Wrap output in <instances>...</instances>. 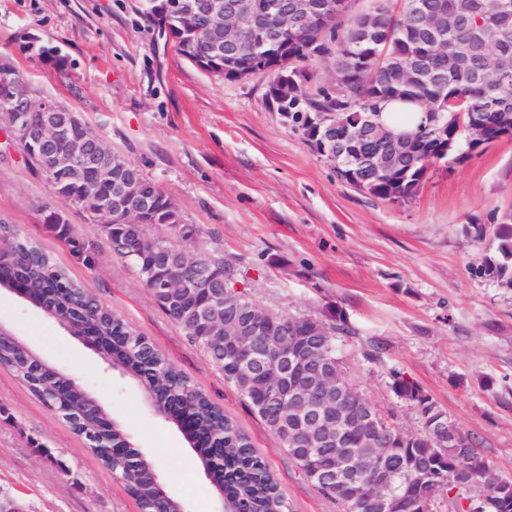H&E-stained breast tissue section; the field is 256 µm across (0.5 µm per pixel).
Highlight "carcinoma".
I'll return each instance as SVG.
<instances>
[{
  "label": "carcinoma",
  "mask_w": 512,
  "mask_h": 512,
  "mask_svg": "<svg viewBox=\"0 0 512 512\" xmlns=\"http://www.w3.org/2000/svg\"><path fill=\"white\" fill-rule=\"evenodd\" d=\"M152 2L154 14L143 12L141 16L165 45L212 77H224L228 82L263 78L267 103H274L278 111L291 114L295 128L301 131L315 153L322 154L323 143L302 121L301 115L330 112L339 133H354L366 118H371L376 133L360 143L357 151L351 153L343 142L335 141L328 146L327 152L339 156L341 169L358 175V181L352 186L383 201H408L417 195L429 170L436 164H460L467 159L473 149L472 118L481 119L484 144L495 140L498 117L507 115L512 118V80L504 82L487 73L481 52H473L466 67L448 66L446 53L453 42L467 40L472 30L495 20L496 0H382L373 34L363 43L360 36L367 20L365 10L352 8L340 17L331 16L325 9L328 0H311L316 15L308 28L295 23L293 4L296 0H258L260 8H268L262 16L264 32L256 40L242 36L234 41L218 36L210 10L212 0H180L181 7L193 13L192 24L174 12H166L168 0ZM454 8L468 13L469 22L465 26L435 40L424 35L416 16L418 11ZM323 59H331L336 67L348 70L345 91L357 102L354 109L338 107L336 99L329 94L326 77L314 67V62ZM408 65L415 70V79L408 83L396 80V75ZM450 96L466 98L470 114L461 123L454 115L444 114L448 137L438 146L433 145V132L424 127L422 120L403 128H392L381 120L382 112L391 104L399 103L404 106V112L409 113L422 106L436 108L442 98ZM390 132L411 133L415 140L430 144L431 149L423 152L414 149L393 167H379L376 161L388 149L386 135ZM117 163L118 166L113 168L112 183L93 198L84 194L78 181H61L48 173L44 177L59 203L75 204L91 215L112 197L115 182L133 180L140 184L151 201L149 209L137 214L135 225L127 223L122 212L112 215V223L105 227L107 238L113 245H122L117 251L118 256L126 258L136 269L142 285L157 305L224 373V381L236 388L278 438L302 474H307L319 455L333 456L336 449L292 441L291 434L296 427L294 414L285 406L280 408L276 418L264 414L256 407L253 398L257 382H248L235 373L230 361L224 358L222 341L201 335L193 321L198 294L173 295L155 287L146 278L136 254L151 245L158 246L161 251L158 261L173 267L182 252L184 238L177 225L183 223V219L175 203L140 169L121 156ZM153 227H163L167 234L154 235L151 233ZM47 228L66 242L74 256L92 266L95 260L93 245L77 237L71 225L51 223ZM466 234L474 235L478 241L491 236V243L478 266L479 273L503 288H512V213L504 215L489 231L483 225L473 224ZM0 239L6 245V249L0 251L4 274L24 279L35 288L53 289L62 284L55 297L47 302L48 307L55 311L65 310L76 322L90 326L101 336L112 337V359L156 405L165 408L172 402H179L198 412L197 429L200 432H212L224 438V478L217 479L216 484L224 485V499L229 502L231 512H293L291 502L282 493L268 464L257 453L249 437L149 338L136 333L101 306L39 243L23 236L15 225L0 222ZM204 255L224 265V278L232 297L254 305L247 288H235L243 283V272L231 263H224L221 256L208 251ZM279 316L302 329L307 327L320 333L319 360L336 364V400L352 411L367 407L378 417L388 436L389 460L397 470L395 489L400 498L399 512H420L423 496L435 497L444 491L454 503L456 512H470L472 497L468 493L480 483L484 485L485 493L483 500L476 502L479 512H512V479L493 473L478 449L475 436L457 424H451L448 441H441L436 424L443 420V410L405 372L390 370L389 386L410 404L420 419L421 430L417 433L410 434L389 421L355 387L347 376L340 350V345L352 336L342 310L336 308L323 319L282 312ZM0 363L10 366L40 400L50 397L55 410L98 461L122 479L141 512H155L158 507L155 464L136 448L118 458L100 452L99 445L105 441L126 443L127 433L123 426H112L105 410L90 400L73 378L21 348L10 336H0ZM341 447L353 459L351 468L358 485L366 486L368 470L376 461V449L352 427L343 429ZM316 489L339 504L344 512L351 510V488L329 490L318 485Z\"/></svg>",
  "instance_id": "obj_1"
}]
</instances>
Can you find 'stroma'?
Instances as JSON below:
<instances>
[{
	"label": "stroma",
	"instance_id": "1",
	"mask_svg": "<svg viewBox=\"0 0 512 512\" xmlns=\"http://www.w3.org/2000/svg\"><path fill=\"white\" fill-rule=\"evenodd\" d=\"M139 0H0V56L41 97L65 103L156 182L197 225V244L240 265L255 304L324 317L337 306L355 334L347 374L408 432L420 421L389 386L407 373L471 432L496 472L512 478V290L476 275L484 244L471 224L512 211V141L433 168L411 200L389 203L336 176L261 81L213 78L150 31ZM53 42L64 64L33 45ZM52 188L22 150L0 141V216L53 254L70 277L155 345L251 437L295 512H340L308 482L240 393L158 307L102 226L73 206L66 223L92 242L77 263L46 229ZM0 321L40 357L92 392L152 461L185 512H215L199 452L152 411L129 376L89 338L73 335L19 295L0 293ZM380 359L366 358L371 341ZM21 512H139L65 420L0 366V497Z\"/></svg>",
	"mask_w": 512,
	"mask_h": 512
}]
</instances>
